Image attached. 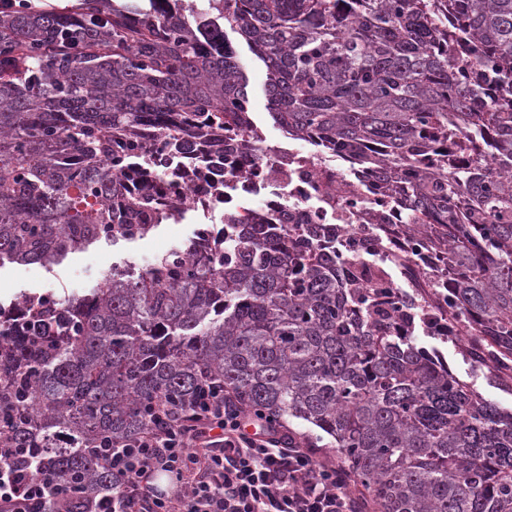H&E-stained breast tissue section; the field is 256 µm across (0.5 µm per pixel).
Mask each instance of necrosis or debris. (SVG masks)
Wrapping results in <instances>:
<instances>
[{"label":"necrosis or debris","mask_w":512,"mask_h":512,"mask_svg":"<svg viewBox=\"0 0 512 512\" xmlns=\"http://www.w3.org/2000/svg\"><path fill=\"white\" fill-rule=\"evenodd\" d=\"M165 140L155 128L141 129L133 163L159 174L152 188L176 222L195 218L189 240L194 259L210 256L215 239L234 235L242 220L282 225L290 240L313 241L340 261L360 240H369L368 265L390 268L396 257L408 256L422 291L448 280L447 252L414 243L403 192L383 194L368 164L352 165L344 154L316 146L303 150L270 140L248 127L225 130L220 158L200 140L178 153Z\"/></svg>","instance_id":"1"}]
</instances>
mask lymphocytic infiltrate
Masks as SVG:
<instances>
[{"mask_svg":"<svg viewBox=\"0 0 512 512\" xmlns=\"http://www.w3.org/2000/svg\"><path fill=\"white\" fill-rule=\"evenodd\" d=\"M112 489L94 512H364L350 473L330 457L281 435L262 416H246L235 398L203 383L193 411L159 410L136 439L99 450ZM180 483L172 492L158 475ZM69 484L49 480L42 462L0 461V512H67Z\"/></svg>","mask_w":512,"mask_h":512,"instance_id":"lymphocytic-infiltrate-1","label":"lymphocytic infiltrate"}]
</instances>
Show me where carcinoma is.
Listing matches in <instances>:
<instances>
[{
    "label": "carcinoma",
    "mask_w": 512,
    "mask_h": 512,
    "mask_svg": "<svg viewBox=\"0 0 512 512\" xmlns=\"http://www.w3.org/2000/svg\"><path fill=\"white\" fill-rule=\"evenodd\" d=\"M226 25L264 64L276 124L377 154L448 252V287L399 295L246 224L207 265L179 248L81 296L24 292L0 305V454L31 449L81 512L112 486L93 448L148 429L159 401L192 409L207 378L329 436L379 512H512V409L415 334L446 314L463 358L512 391V0L0 5V265L145 230L156 197L122 199L121 178L147 177L130 138L152 122L177 152L248 111Z\"/></svg>",
    "instance_id": "1"
}]
</instances>
